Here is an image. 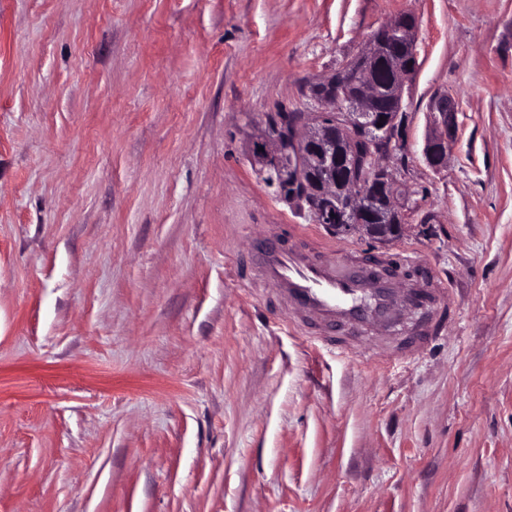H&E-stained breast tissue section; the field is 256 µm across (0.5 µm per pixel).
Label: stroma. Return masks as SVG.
Returning a JSON list of instances; mask_svg holds the SVG:
<instances>
[{"label":"stroma","mask_w":512,"mask_h":512,"mask_svg":"<svg viewBox=\"0 0 512 512\" xmlns=\"http://www.w3.org/2000/svg\"><path fill=\"white\" fill-rule=\"evenodd\" d=\"M403 15L380 246L250 146ZM259 239L444 290L327 326L261 282ZM0 512H512V0H0ZM433 129L425 146V157L434 169L445 168L448 163V146L456 128L457 104L449 95L437 98L431 108Z\"/></svg>","instance_id":"obj_1"}]
</instances>
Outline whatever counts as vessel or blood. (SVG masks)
I'll return each mask as SVG.
<instances>
[{
	"label": "vessel or blood",
	"instance_id": "b4317fda",
	"mask_svg": "<svg viewBox=\"0 0 512 512\" xmlns=\"http://www.w3.org/2000/svg\"><path fill=\"white\" fill-rule=\"evenodd\" d=\"M260 259L266 279L287 286L303 306L369 324L383 323L393 311V284L367 281L364 269L349 265L344 252H330L325 262L313 263L269 246Z\"/></svg>",
	"mask_w": 512,
	"mask_h": 512
}]
</instances>
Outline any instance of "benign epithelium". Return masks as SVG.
Here are the masks:
<instances>
[{
    "label": "benign epithelium",
    "mask_w": 512,
    "mask_h": 512,
    "mask_svg": "<svg viewBox=\"0 0 512 512\" xmlns=\"http://www.w3.org/2000/svg\"><path fill=\"white\" fill-rule=\"evenodd\" d=\"M416 24L402 17L383 26L370 41L369 50L348 62L343 71L355 74L350 90L342 86L334 96L317 102L318 111L301 123L288 142L278 135L270 122H265L261 136L252 144V155L265 174L275 173L269 185L281 189L289 180L298 185L304 174L316 171L322 176L323 194L311 206L313 220L338 236H358L375 243L383 238L368 230L370 219L368 197L382 186L388 190L390 214L403 219L396 173L380 163V156L402 138L405 114L402 112L405 77L417 65ZM383 65L390 72L386 85L379 84L375 71ZM433 129L425 146L428 164L438 170L448 163V146L456 128L457 104L449 95L437 98L431 108ZM369 135L372 152L368 156L372 175L350 180L351 188L344 197L336 196V183L354 167V140ZM373 278L395 280L407 284L402 301L410 310L424 307L429 295L414 272L397 265L377 262L370 270Z\"/></svg>",
    "instance_id": "7a95c632"
}]
</instances>
